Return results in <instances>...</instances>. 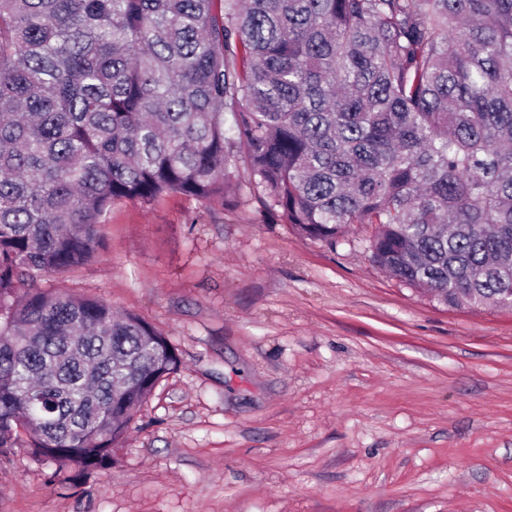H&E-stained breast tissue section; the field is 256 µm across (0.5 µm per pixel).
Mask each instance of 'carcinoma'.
Segmentation results:
<instances>
[{
    "label": "carcinoma",
    "instance_id": "obj_1",
    "mask_svg": "<svg viewBox=\"0 0 512 512\" xmlns=\"http://www.w3.org/2000/svg\"><path fill=\"white\" fill-rule=\"evenodd\" d=\"M450 307L512 300V0H0V453L76 478L181 361L133 313L39 288L112 204L224 203Z\"/></svg>",
    "mask_w": 512,
    "mask_h": 512
}]
</instances>
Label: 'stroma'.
I'll use <instances>...</instances> for the list:
<instances>
[{
    "instance_id": "35a3bbf8",
    "label": "stroma",
    "mask_w": 512,
    "mask_h": 512,
    "mask_svg": "<svg viewBox=\"0 0 512 512\" xmlns=\"http://www.w3.org/2000/svg\"><path fill=\"white\" fill-rule=\"evenodd\" d=\"M282 223L222 204H113L89 264L42 278L138 315L166 377L77 482L0 455V512H512V309H451Z\"/></svg>"
}]
</instances>
